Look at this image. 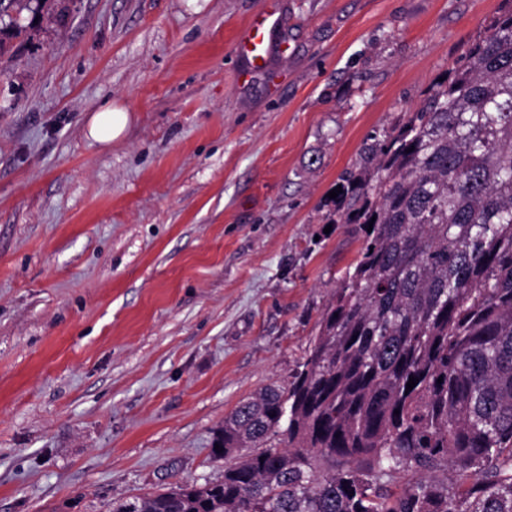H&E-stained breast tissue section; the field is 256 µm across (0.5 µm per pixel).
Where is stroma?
<instances>
[{
	"label": "stroma",
	"mask_w": 512,
	"mask_h": 512,
	"mask_svg": "<svg viewBox=\"0 0 512 512\" xmlns=\"http://www.w3.org/2000/svg\"><path fill=\"white\" fill-rule=\"evenodd\" d=\"M262 3L70 0L0 55V512L222 478L215 429L288 385L360 257L330 191L506 7L278 0L287 46L244 78ZM129 120V114L124 108L105 103L91 117L89 135L96 143L110 144L123 134Z\"/></svg>",
	"instance_id": "1"
}]
</instances>
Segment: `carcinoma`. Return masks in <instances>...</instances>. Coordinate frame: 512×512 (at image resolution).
I'll return each mask as SVG.
<instances>
[{"instance_id":"1","label":"carcinoma","mask_w":512,"mask_h":512,"mask_svg":"<svg viewBox=\"0 0 512 512\" xmlns=\"http://www.w3.org/2000/svg\"><path fill=\"white\" fill-rule=\"evenodd\" d=\"M51 2L0 0V54ZM368 154L332 220L361 257L289 385L224 418V478L112 512H512V9Z\"/></svg>"}]
</instances>
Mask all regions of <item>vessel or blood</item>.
<instances>
[{
    "label": "vessel or blood",
    "instance_id": "b4317fda",
    "mask_svg": "<svg viewBox=\"0 0 512 512\" xmlns=\"http://www.w3.org/2000/svg\"><path fill=\"white\" fill-rule=\"evenodd\" d=\"M281 29L282 17L274 0H264L241 32L235 47L248 70L268 69L273 57L282 53L285 41Z\"/></svg>",
    "mask_w": 512,
    "mask_h": 512
}]
</instances>
